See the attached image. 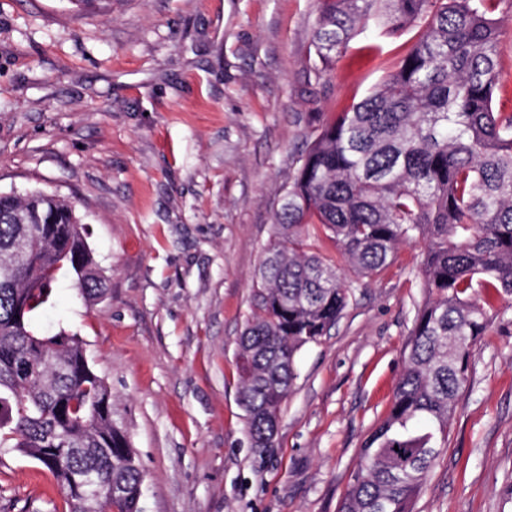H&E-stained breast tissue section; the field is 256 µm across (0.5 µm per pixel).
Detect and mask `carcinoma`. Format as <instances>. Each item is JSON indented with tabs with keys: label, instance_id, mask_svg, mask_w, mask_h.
<instances>
[{
	"label": "carcinoma",
	"instance_id": "cac0c4a2",
	"mask_svg": "<svg viewBox=\"0 0 512 512\" xmlns=\"http://www.w3.org/2000/svg\"><path fill=\"white\" fill-rule=\"evenodd\" d=\"M493 0H318L313 46L327 65L371 23L419 34L395 69L328 119L275 214L241 332L238 399L265 451L296 378V355L329 335L357 281L422 240L424 298L385 418L359 451L338 512H412L448 443L490 298L512 295V112H496ZM325 234L336 256L311 251ZM87 303L105 292L71 204L0 193V449L38 461L67 512H139L140 466L112 425V395L80 339L38 332L56 274Z\"/></svg>",
	"mask_w": 512,
	"mask_h": 512
}]
</instances>
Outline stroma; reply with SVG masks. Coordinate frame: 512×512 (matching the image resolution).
Returning a JSON list of instances; mask_svg holds the SVG:
<instances>
[{
    "instance_id": "stroma-1",
    "label": "stroma",
    "mask_w": 512,
    "mask_h": 512,
    "mask_svg": "<svg viewBox=\"0 0 512 512\" xmlns=\"http://www.w3.org/2000/svg\"><path fill=\"white\" fill-rule=\"evenodd\" d=\"M495 110L512 112V6ZM315 0H0V192L69 200L107 285L59 273L34 316L77 334L143 473L141 512H337L386 415L423 300L424 246L401 245L321 343L296 356L275 445L250 448L238 339L283 190L310 137L391 72L415 30L369 27L330 71ZM413 512H512V296ZM0 512H65L38 462L0 453Z\"/></svg>"
}]
</instances>
